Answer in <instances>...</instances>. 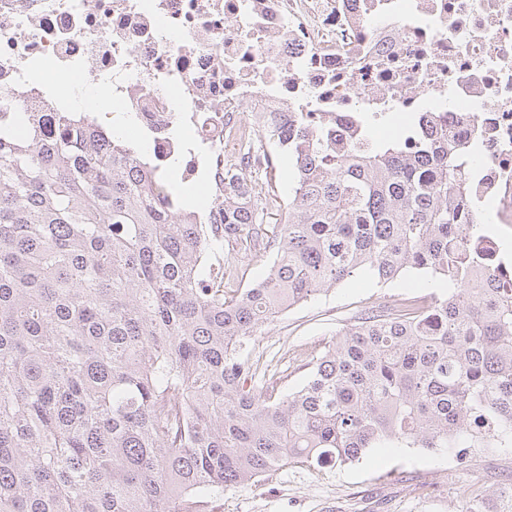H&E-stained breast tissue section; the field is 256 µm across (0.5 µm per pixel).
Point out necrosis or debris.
Here are the masks:
<instances>
[{"mask_svg": "<svg viewBox=\"0 0 512 512\" xmlns=\"http://www.w3.org/2000/svg\"><path fill=\"white\" fill-rule=\"evenodd\" d=\"M0 91L22 112L129 113L215 198L227 162L276 171L258 142L282 113L358 154L446 129L474 209L512 222V0H0Z\"/></svg>", "mask_w": 512, "mask_h": 512, "instance_id": "4bbe7bcc", "label": "necrosis or debris"}]
</instances>
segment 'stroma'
Returning a JSON list of instances; mask_svg holds the SVG:
<instances>
[{"mask_svg": "<svg viewBox=\"0 0 512 512\" xmlns=\"http://www.w3.org/2000/svg\"><path fill=\"white\" fill-rule=\"evenodd\" d=\"M241 287L268 272L270 256L235 249L224 255ZM430 276L407 274L382 284L358 278L329 289L280 314L254 342L267 365V379L288 391L303 385L308 363L354 316L382 302L432 292ZM512 479V453L484 448L460 464L447 449L376 448L342 466L292 463L271 472L260 485L225 491L211 512H459L473 491L492 496Z\"/></svg>", "mask_w": 512, "mask_h": 512, "instance_id": "1", "label": "stroma"}]
</instances>
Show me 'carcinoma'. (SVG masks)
<instances>
[{
    "instance_id": "1",
    "label": "carcinoma",
    "mask_w": 512,
    "mask_h": 512,
    "mask_svg": "<svg viewBox=\"0 0 512 512\" xmlns=\"http://www.w3.org/2000/svg\"><path fill=\"white\" fill-rule=\"evenodd\" d=\"M44 116L0 122V512H201L294 462L512 449V279L452 132L353 158L300 120L286 202L229 165L203 213L87 113ZM243 243L273 253L250 288L222 258ZM408 271L446 291L360 313L295 392L260 377L274 317Z\"/></svg>"
}]
</instances>
